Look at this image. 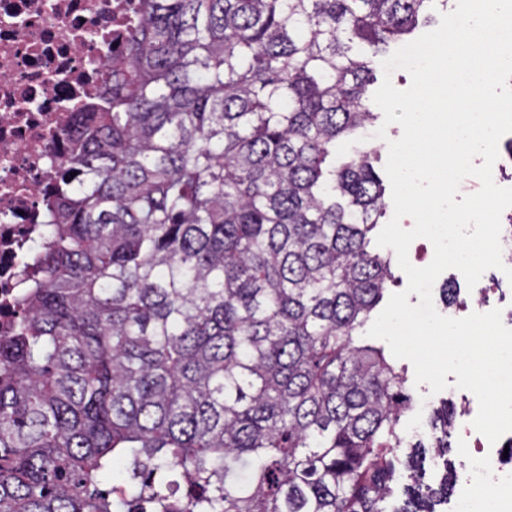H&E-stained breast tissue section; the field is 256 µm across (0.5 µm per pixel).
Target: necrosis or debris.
<instances>
[{
    "label": "necrosis or debris",
    "instance_id": "necrosis-or-debris-1",
    "mask_svg": "<svg viewBox=\"0 0 512 512\" xmlns=\"http://www.w3.org/2000/svg\"><path fill=\"white\" fill-rule=\"evenodd\" d=\"M142 19L140 0H0V330L31 246L43 236L47 199L63 163L72 112L98 98L104 63L120 60ZM457 512H500L499 490L512 481L501 447L470 431ZM482 484L475 505L466 491Z\"/></svg>",
    "mask_w": 512,
    "mask_h": 512
}]
</instances>
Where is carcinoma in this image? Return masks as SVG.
<instances>
[{"label": "carcinoma", "instance_id": "1", "mask_svg": "<svg viewBox=\"0 0 512 512\" xmlns=\"http://www.w3.org/2000/svg\"><path fill=\"white\" fill-rule=\"evenodd\" d=\"M433 2L142 0L0 335V512H435L446 481L386 506L424 444L357 344L392 254L376 149L341 152Z\"/></svg>", "mask_w": 512, "mask_h": 512}]
</instances>
